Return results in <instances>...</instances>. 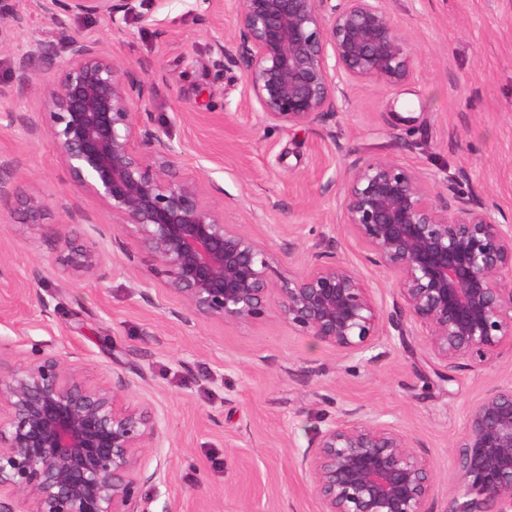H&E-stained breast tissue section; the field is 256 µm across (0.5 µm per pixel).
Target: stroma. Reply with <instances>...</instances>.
Returning a JSON list of instances; mask_svg holds the SVG:
<instances>
[{
    "label": "stroma",
    "instance_id": "obj_1",
    "mask_svg": "<svg viewBox=\"0 0 512 512\" xmlns=\"http://www.w3.org/2000/svg\"><path fill=\"white\" fill-rule=\"evenodd\" d=\"M27 23L0 54V113L26 121L0 129V160L22 173L23 189L46 200L39 223L0 201V352L32 345L78 352L93 371L137 379L138 401L167 422L166 479L142 489L153 512H321L298 457L309 438L343 411L358 408L396 423L437 477L435 512L462 487L453 446L467 414L492 385H512V350L489 362L445 369L420 333L388 338L375 359L351 358L275 319L249 324L170 316L181 306L163 279L148 298L133 290L134 263L115 255L109 280L71 283L51 269L61 229L76 242L110 238L111 215L92 202L55 157L43 131L47 75L21 85L14 65L27 43L62 44L79 32L108 42L132 63L159 62L147 108L182 148L184 173L223 187L230 223L271 245L281 273L300 270L309 252L333 245L355 266L378 305L393 312L391 277L367 263L342 222L346 170L358 157L389 155L435 175L436 192L458 171L466 192L512 221V0H390L413 64L407 83L343 82L335 117L283 131L267 127L246 96L241 69L211 48L195 0H145L170 37L159 50L137 19L114 31L98 17L54 26L38 0H14ZM279 209H272V202ZM41 277H33L34 268ZM50 304L44 318L39 299ZM163 300L164 308L153 305Z\"/></svg>",
    "mask_w": 512,
    "mask_h": 512
}]
</instances>
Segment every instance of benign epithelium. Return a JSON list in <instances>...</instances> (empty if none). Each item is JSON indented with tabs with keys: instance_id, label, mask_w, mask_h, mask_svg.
<instances>
[{
	"instance_id": "benign-epithelium-1",
	"label": "benign epithelium",
	"mask_w": 512,
	"mask_h": 512,
	"mask_svg": "<svg viewBox=\"0 0 512 512\" xmlns=\"http://www.w3.org/2000/svg\"><path fill=\"white\" fill-rule=\"evenodd\" d=\"M0 0V53L11 50L24 17ZM207 23L224 24V0H200ZM50 21L97 16L119 29L130 17L169 34L144 0H39ZM216 51L238 65L263 119L280 130L336 115L340 81L395 86L413 75L412 59L388 0H237L236 26ZM40 62L52 74L45 134L87 194L112 214L122 238L152 257L138 282L165 280L194 320L250 323L270 314L349 356L426 332L448 368L480 363L512 346V224L471 199L460 172L448 197L432 199L433 177L393 157L357 158L342 210L366 260L392 275L394 311L383 315L357 270L332 247L305 269L278 274L270 247L226 222L211 200L222 189L183 173L180 152L146 108L160 70L128 63L99 38L71 36L61 48L32 40L15 78L33 80ZM20 176L0 162V200L15 198L31 222L43 199L20 194ZM112 254L95 242L57 234L51 264L68 281L106 277ZM138 382L121 373L90 374L74 352L31 350L23 362L0 352V512H150L142 488L162 480L165 421L130 401ZM455 447L463 493L443 512H512V386L486 391ZM322 512H433L435 474L398 425L349 411L318 430L300 453ZM155 467H150L151 461Z\"/></svg>"
}]
</instances>
